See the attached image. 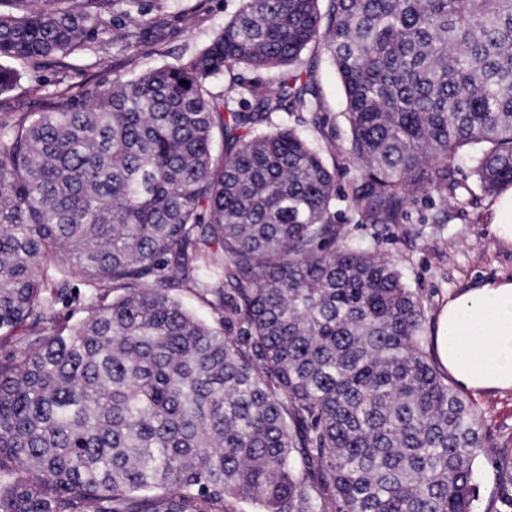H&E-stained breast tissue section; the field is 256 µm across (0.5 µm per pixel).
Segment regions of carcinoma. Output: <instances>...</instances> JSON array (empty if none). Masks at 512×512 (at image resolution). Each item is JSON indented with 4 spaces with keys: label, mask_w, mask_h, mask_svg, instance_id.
<instances>
[{
    "label": "carcinoma",
    "mask_w": 512,
    "mask_h": 512,
    "mask_svg": "<svg viewBox=\"0 0 512 512\" xmlns=\"http://www.w3.org/2000/svg\"><path fill=\"white\" fill-rule=\"evenodd\" d=\"M240 0L192 57L0 119V512H475V462L512 512V436L423 349L419 295L339 243L336 166L272 113L309 112L302 53L343 85L352 200L512 186V0ZM145 0H0L4 60L66 57ZM268 82L211 80L224 67ZM188 84L182 85L180 81ZM110 288L52 325L73 279ZM181 288L222 312L213 327ZM238 74L243 75L248 79H261L263 81H271L273 73L269 71H258V72H243L237 67L224 68V73L216 76L211 82V89L215 93H223L225 87L232 81Z\"/></svg>",
    "instance_id": "carcinoma-1"
}]
</instances>
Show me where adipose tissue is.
<instances>
[{"label": "adipose tissue", "mask_w": 512, "mask_h": 512, "mask_svg": "<svg viewBox=\"0 0 512 512\" xmlns=\"http://www.w3.org/2000/svg\"><path fill=\"white\" fill-rule=\"evenodd\" d=\"M433 349L460 392L512 389V278L449 299L437 314Z\"/></svg>", "instance_id": "ef3b65f1"}]
</instances>
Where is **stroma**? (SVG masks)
Listing matches in <instances>:
<instances>
[{"instance_id":"stroma-1","label":"stroma","mask_w":512,"mask_h":512,"mask_svg":"<svg viewBox=\"0 0 512 512\" xmlns=\"http://www.w3.org/2000/svg\"><path fill=\"white\" fill-rule=\"evenodd\" d=\"M148 12L136 30L114 18L108 34L60 62L34 64L17 60L21 80L9 97L0 98V117L43 112L59 95L84 86L131 78L195 54L235 14L239 0H147ZM135 32L138 45L118 50L116 39ZM300 69L319 95L323 129H309L314 140L330 143L324 154L339 174L333 213L348 244L370 247L396 263L423 302L425 352H432L434 318L448 300L484 280L512 277V249L489 235L494 196L480 195L465 204H444L438 194L417 197L406 206L401 224H370L353 206L350 193L360 173L349 153L350 134L340 79L322 46L305 51ZM483 430L496 437L512 435V390L490 392L471 400Z\"/></svg>"}]
</instances>
